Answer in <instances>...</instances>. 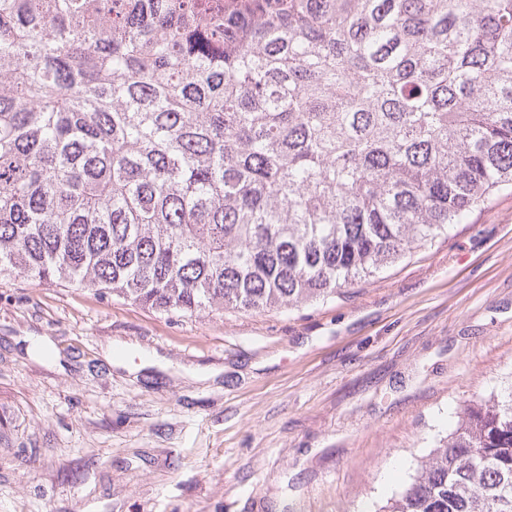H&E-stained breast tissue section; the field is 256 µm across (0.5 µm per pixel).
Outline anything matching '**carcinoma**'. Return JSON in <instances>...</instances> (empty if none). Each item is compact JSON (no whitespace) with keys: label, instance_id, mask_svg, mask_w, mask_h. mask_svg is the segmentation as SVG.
Wrapping results in <instances>:
<instances>
[{"label":"carcinoma","instance_id":"carcinoma-1","mask_svg":"<svg viewBox=\"0 0 512 512\" xmlns=\"http://www.w3.org/2000/svg\"><path fill=\"white\" fill-rule=\"evenodd\" d=\"M512 187V0H0V277L344 293ZM373 512H512V385Z\"/></svg>","mask_w":512,"mask_h":512}]
</instances>
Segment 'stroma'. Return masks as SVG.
I'll list each match as a JSON object with an SVG mask.
<instances>
[{
  "label": "stroma",
  "mask_w": 512,
  "mask_h": 512,
  "mask_svg": "<svg viewBox=\"0 0 512 512\" xmlns=\"http://www.w3.org/2000/svg\"><path fill=\"white\" fill-rule=\"evenodd\" d=\"M510 385V188L291 310L166 315L0 278V512H369Z\"/></svg>",
  "instance_id": "obj_1"
}]
</instances>
